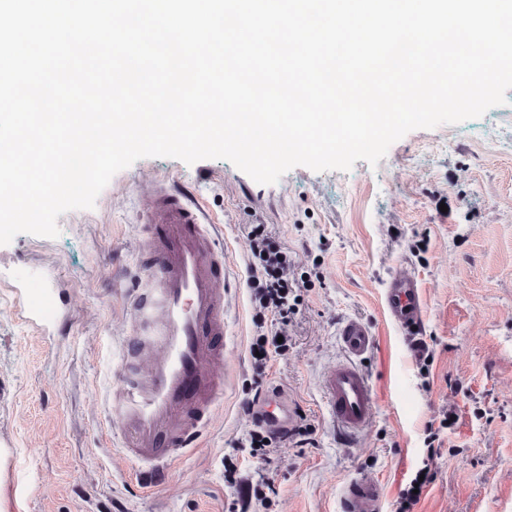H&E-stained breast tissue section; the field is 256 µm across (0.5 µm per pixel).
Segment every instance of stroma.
Returning <instances> with one entry per match:
<instances>
[{
  "mask_svg": "<svg viewBox=\"0 0 512 512\" xmlns=\"http://www.w3.org/2000/svg\"><path fill=\"white\" fill-rule=\"evenodd\" d=\"M506 104L455 125L416 129L378 165L347 171L297 166L259 184L225 160L194 164L143 158L113 176L93 208L59 216L60 234H20L0 246L16 285L55 282L66 319L38 339L0 287V512H238L224 475L235 442L255 429L249 348L255 337L246 284L244 227L263 224L288 250L300 289L284 356L266 384L313 427L310 445L284 442L269 464L243 462L256 512H342L344 486L370 475L395 512L421 465L427 484L414 512H512V89ZM189 194L218 227L231 293L224 307V395L197 448L175 460L165 483L141 488L114 426L124 348L134 337L130 301L150 269L142 245V195L153 180ZM410 267L424 317L417 336L388 318L382 294ZM357 317L376 343L364 366L374 418L348 441L329 422L320 381L342 356L338 328ZM441 446L428 451L429 424Z\"/></svg>",
  "mask_w": 512,
  "mask_h": 512,
  "instance_id": "1",
  "label": "stroma"
}]
</instances>
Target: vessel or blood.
Masks as SVG:
<instances>
[{"mask_svg": "<svg viewBox=\"0 0 512 512\" xmlns=\"http://www.w3.org/2000/svg\"><path fill=\"white\" fill-rule=\"evenodd\" d=\"M144 221L155 263L134 306L146 328L135 346L138 368L125 378L119 426L135 454L150 462L139 476L150 488L166 481L170 462L196 447L214 402L223 394L224 378L215 368L223 354L227 273L224 254L200 210L184 195L158 185L146 202ZM384 303L397 327L414 330L423 315L415 274L397 273ZM17 304L35 331L44 333V307L30 305L24 291L18 292ZM340 336L346 357L324 376L322 392L331 424L355 436L370 424L376 409L371 383L357 364L373 347L374 335L368 323L350 318ZM262 412L273 429L286 425L290 415L276 395ZM384 496L379 481L363 476L347 485L343 507L345 512H380Z\"/></svg>", "mask_w": 512, "mask_h": 512, "instance_id": "obj_1", "label": "vessel or blood"}]
</instances>
